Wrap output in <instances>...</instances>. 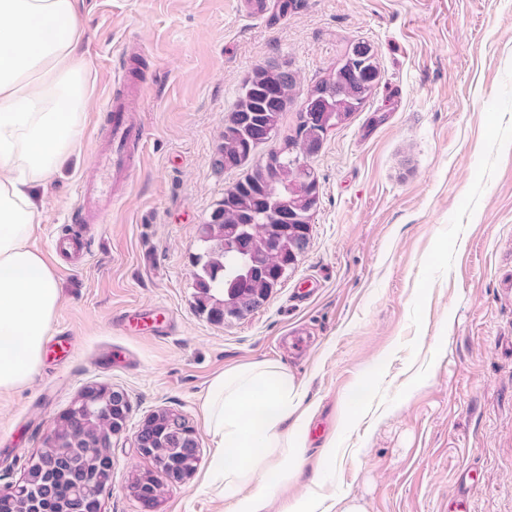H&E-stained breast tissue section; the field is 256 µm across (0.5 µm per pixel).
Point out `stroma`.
I'll return each instance as SVG.
<instances>
[{"label":"stroma","instance_id":"1","mask_svg":"<svg viewBox=\"0 0 512 512\" xmlns=\"http://www.w3.org/2000/svg\"><path fill=\"white\" fill-rule=\"evenodd\" d=\"M91 110L80 144L40 191L32 240L60 282L47 350L0 394V487L19 481L56 417L88 386L129 401L112 441L102 512H144L125 484L145 464L134 433L170 409L195 427L200 460L158 512H232L203 480L212 453L201 409L209 381L249 361L283 364L312 418L303 464L266 512L315 497L344 512H448L462 470L470 512H512V0H285L256 18L241 0H88ZM377 52L363 109L311 158L319 183L309 246L258 309L199 312L197 227L251 164L215 173L220 133L253 69L285 64L301 96L350 43ZM134 99L144 160L122 200L89 225L85 266L53 241L79 182L101 178L95 148L106 98ZM146 316L127 329L125 312ZM311 332L298 355L292 327Z\"/></svg>","mask_w":512,"mask_h":512}]
</instances>
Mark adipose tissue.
Returning a JSON list of instances; mask_svg holds the SVG:
<instances>
[{
	"label": "adipose tissue",
	"instance_id": "1",
	"mask_svg": "<svg viewBox=\"0 0 512 512\" xmlns=\"http://www.w3.org/2000/svg\"><path fill=\"white\" fill-rule=\"evenodd\" d=\"M87 32L86 0H0V393L39 367L60 302L30 242L42 222L37 190L74 153L89 109ZM203 409L207 482L236 499V512H263L270 472L286 477L303 463V385L281 365L240 364L210 382Z\"/></svg>",
	"mask_w": 512,
	"mask_h": 512
}]
</instances>
